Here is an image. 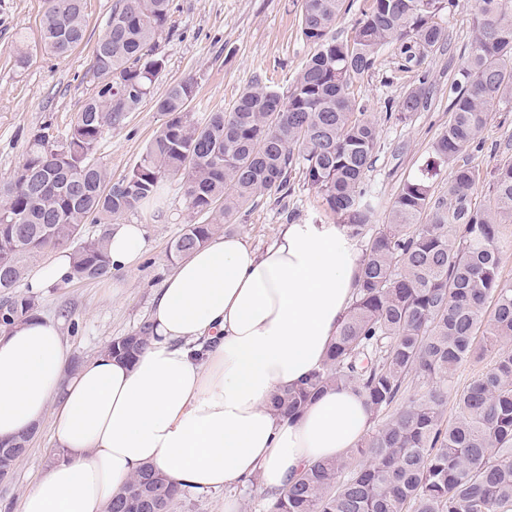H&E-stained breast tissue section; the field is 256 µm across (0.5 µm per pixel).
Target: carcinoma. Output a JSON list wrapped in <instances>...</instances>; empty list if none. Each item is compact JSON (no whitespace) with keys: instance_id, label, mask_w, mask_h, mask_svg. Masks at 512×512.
I'll list each match as a JSON object with an SVG mask.
<instances>
[{"instance_id":"obj_1","label":"carcinoma","mask_w":512,"mask_h":512,"mask_svg":"<svg viewBox=\"0 0 512 512\" xmlns=\"http://www.w3.org/2000/svg\"><path fill=\"white\" fill-rule=\"evenodd\" d=\"M44 50L63 57L85 36L83 0H48ZM343 0H303L301 36L314 52L284 95L251 81L230 111L199 125L187 112L196 82L184 79L156 99L167 116L139 164L114 182L93 160L105 131L121 126L151 94L164 60L156 41L170 0H119L96 43L97 79L65 137L35 133L25 158L0 192V305L8 327L35 313L36 297L19 291L28 265L49 250H73V277L110 274V224L156 200L167 178H179L188 206L207 216L171 242L173 260L205 245L258 195L286 194L302 167L308 183L355 237H368L357 292L323 363L298 386L272 400L278 414L301 413L336 386L364 398L377 423L352 454L318 462L273 497L268 512H512V282L500 277L499 225L512 223V162L494 173L487 207L473 203L478 152L490 107L512 101V0H477L475 41L449 105L447 129L418 173L407 178L385 224L364 187L378 132L350 89L379 51L400 46L405 66L448 40L444 0H370L354 34L332 29ZM112 75V83L105 78ZM425 79L411 85L401 112H417ZM452 165L446 194L433 180ZM427 223H419L421 216ZM97 225L84 240L87 223ZM493 302L485 316L487 301ZM495 352V364L456 395L448 426L449 382L476 353L474 339ZM148 324L112 341V354L131 361L148 346ZM431 383L417 400L403 399L405 380ZM396 412L379 419L389 407ZM184 492L148 466L113 499L108 512H171Z\"/></svg>"}]
</instances>
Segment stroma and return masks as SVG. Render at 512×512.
Here are the masks:
<instances>
[{
    "instance_id": "stroma-1",
    "label": "stroma",
    "mask_w": 512,
    "mask_h": 512,
    "mask_svg": "<svg viewBox=\"0 0 512 512\" xmlns=\"http://www.w3.org/2000/svg\"><path fill=\"white\" fill-rule=\"evenodd\" d=\"M117 0H86L85 37L67 56L46 54L41 47V21L47 0H0V185L21 163L30 137L46 129L65 136L85 99L93 91L89 69L92 52L105 33ZM441 13L448 41L443 48L421 54L411 73L399 72V50L384 48L374 67L351 89L378 123V145L364 183L378 198L375 223L386 221L388 209L404 180L429 156L448 125V91L458 79L474 33L472 15L477 0H452ZM302 0H172L168 27L157 40L164 66L154 85L155 95L128 113L125 123L106 131L96 160L121 179L139 163L145 145L160 130L165 117L154 98L174 82L193 78L196 93L187 110L206 122L211 113L229 111L253 78L286 92L313 52L300 36ZM26 51L30 62L17 68L15 56ZM425 78L429 95L425 108L401 114L399 103L410 82ZM481 151L471 153L481 171L476 205L486 204L496 168L512 162V104H494L480 134ZM291 190L282 197L261 195L225 224V234H238L256 248H265L281 225L290 222L334 224L338 218L306 181L293 171ZM161 208L140 205L125 222L142 225L146 252L133 268L117 270L96 280H73L39 294V314L59 320L69 347L71 365L93 356L114 339L147 322L153 300L171 271L169 246L202 215L190 209L178 179L165 180ZM59 454L53 427L44 424L33 435L29 450L8 480L0 481V512H19L20 501Z\"/></svg>"
}]
</instances>
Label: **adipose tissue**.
<instances>
[{
  "label": "adipose tissue",
  "mask_w": 512,
  "mask_h": 512,
  "mask_svg": "<svg viewBox=\"0 0 512 512\" xmlns=\"http://www.w3.org/2000/svg\"><path fill=\"white\" fill-rule=\"evenodd\" d=\"M145 249L142 225H110L111 269ZM72 271L60 251L27 282L39 293ZM357 271V243L340 224H285L262 250L218 234L175 262L133 361L103 350L70 372L59 322L34 314L0 329V441L49 421L60 450L20 512H105L147 465L185 490L227 491L225 512H236L237 485L280 493L342 457L371 424L360 396L333 387L290 419L271 400L322 363Z\"/></svg>",
  "instance_id": "ef3b65f1"
}]
</instances>
